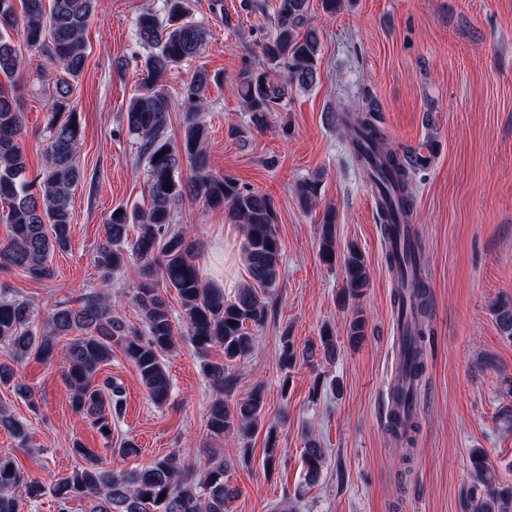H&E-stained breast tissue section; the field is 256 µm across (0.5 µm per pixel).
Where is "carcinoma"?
Wrapping results in <instances>:
<instances>
[{"label": "carcinoma", "mask_w": 512, "mask_h": 512, "mask_svg": "<svg viewBox=\"0 0 512 512\" xmlns=\"http://www.w3.org/2000/svg\"><path fill=\"white\" fill-rule=\"evenodd\" d=\"M98 4L99 0H0V76L7 79L0 81V221L10 226L7 241L0 243V270H20L35 281L53 279L54 253L69 249L72 194L86 180L78 160L83 129L73 95L85 68L86 32ZM308 10L309 0H276L270 34L261 44V61L243 69L234 81L241 104L258 127L266 113L276 111L289 93L309 90L315 83L320 42L316 32L306 28ZM134 36L147 47V53L140 58L141 82L129 99L125 118L129 133L138 140L134 163L147 168L149 205L112 210L103 225L94 263L106 276L125 269L130 258L138 263L141 280L133 300L141 312V326H131L116 316L111 300L97 292L80 294L75 306L68 302L52 305L40 326L32 303L0 295V345L9 349L15 364L30 358L62 364L72 409L108 439L104 429L112 428V421L121 417L125 407L122 385L110 376L99 378L103 367L112 362L113 349H119L135 367L154 403L163 404L170 396L166 357L177 349L179 340L165 297L172 288L180 298L181 324L203 359V374L216 391L209 407V435L221 438L237 427H257L264 411L260 384L235 403H228L226 397L237 382L232 367L255 351L252 328L268 317L264 297L278 285L282 259L275 215L266 195L210 169L202 113L208 107L207 92L215 77L207 70L196 69L184 85L183 134L178 144L169 139L172 102L160 80L199 57L210 37L206 25L190 16V0H162L160 8L141 11ZM16 37L59 70L49 89L45 164L33 178L19 145L24 131L23 85L17 76L26 63L18 52ZM338 111V118L351 130L355 158L368 179L380 187V221L385 236L395 241L413 206V175L431 164L434 144H423L429 149L425 157L416 149L402 153L386 149V136L373 106L355 113L344 104ZM159 153L162 157L158 159ZM317 188L316 179L297 185L302 206H313ZM185 196L206 208L225 207L234 221L244 225L243 251L251 281L230 298L203 282L193 244L174 227L175 206ZM334 223V212L325 211L319 255L327 264L336 262ZM131 225L137 228L133 241L128 238ZM388 259L400 281L394 304L409 316L407 334L401 339L399 378L409 382L414 393L426 370L429 289L421 275L418 251L395 248ZM343 269L345 295L352 300L361 298L370 277L358 247L347 248ZM495 315L501 331L512 338V303L498 305ZM365 332L366 320L358 311L349 323L347 337L358 343ZM214 347L224 353L218 363L208 359ZM315 354V346L298 351L294 341L283 336V369L289 371L297 360L309 361ZM9 383L19 395L31 397L30 389L16 381L15 369L0 362V384ZM403 392L399 383L391 390L389 431L395 439L409 443L415 424L401 418ZM0 429L20 440L27 437L25 424L2 407ZM71 449L84 464L53 485L56 512H72L71 503L76 500L90 504L85 512H226L227 504L239 495V488L229 480L224 456L215 453L203 472L170 453L143 469L113 473L103 468L95 452L81 441L73 440ZM325 460L326 449L313 439L307 441L303 448L305 481L318 480ZM469 463L475 476L469 491L472 512H512V485L500 481L486 453L472 449ZM44 494V486L24 476L13 456L0 453V512H21L23 499L36 500Z\"/></svg>", "instance_id": "1"}]
</instances>
